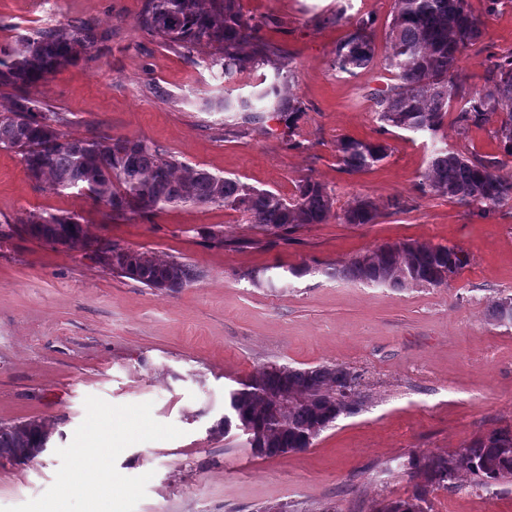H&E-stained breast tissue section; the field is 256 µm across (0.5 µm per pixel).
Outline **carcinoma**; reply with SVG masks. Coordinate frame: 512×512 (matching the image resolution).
I'll use <instances>...</instances> for the list:
<instances>
[{
    "label": "carcinoma",
    "mask_w": 512,
    "mask_h": 512,
    "mask_svg": "<svg viewBox=\"0 0 512 512\" xmlns=\"http://www.w3.org/2000/svg\"><path fill=\"white\" fill-rule=\"evenodd\" d=\"M139 27L188 57L202 47L222 73H253L269 66L275 80L256 99L270 106L293 131L305 112L298 97L284 93L281 81L291 77V59L262 33L263 24L246 16L240 0H147ZM369 22L358 20L354 31L336 46V68L354 75L377 63L392 74L393 82L369 93L378 119L385 125L436 138L449 108L457 115L458 134L493 123L494 138L504 154L512 156V56L495 62L483 85L468 86L459 68L460 55L484 36V22L474 15L468 0H394L389 25L390 51L380 56ZM109 39L86 21L40 30L24 39V50H0V88L13 91L11 105L0 111V147L19 151L28 177L56 189L77 188L104 203L115 215L146 216L169 205H217L241 213L264 234L282 235L305 224H322L330 217L334 199L320 182L306 179L294 198L287 200L238 179L189 168L174 156L141 139L92 137L69 139L61 127L68 122L31 95L58 69ZM206 105L234 112L240 124L263 118L251 99L226 96ZM388 147L355 137L336 142V158L348 174L367 171L387 157ZM420 190L475 208L481 218L512 200V174L493 155H466L448 148L434 149ZM380 211L368 199L356 200L343 215L346 224H374ZM31 238L51 244L82 246L98 264L120 277L148 288L177 292L199 277L191 264L160 258L110 242L91 241L84 226L70 215L32 214L19 228ZM468 253L456 246L406 242L378 246L359 253L332 269L331 275L366 285L396 290L448 285L470 265ZM270 266L249 275L257 288H278L284 274L301 277L307 266ZM357 375L341 364L295 368L272 364L258 375L238 383L225 394L224 416L212 432L229 435L237 430L257 457L273 458L305 451L313 440L342 415L357 411ZM50 440L45 425L36 420L0 423V449L15 454L22 448H45ZM477 476L485 488L512 481V430H494L456 454L433 455L414 463L423 483L410 496L391 501L380 512H428L431 489L455 484L460 468Z\"/></svg>",
    "instance_id": "cac0c4a2"
}]
</instances>
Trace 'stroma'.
Returning <instances> with one entry per match:
<instances>
[{"label":"stroma","instance_id":"1","mask_svg":"<svg viewBox=\"0 0 512 512\" xmlns=\"http://www.w3.org/2000/svg\"><path fill=\"white\" fill-rule=\"evenodd\" d=\"M145 0H0V49L77 20L108 41L50 75L36 95L66 113L64 134L142 139L184 165L289 198L304 179L332 189L325 223L263 235L238 212L167 206L115 216L87 193L31 181L21 154L0 148V225L34 213L70 214L91 238L193 264L199 279L177 293L121 278L87 249L25 235L0 239V422L36 419L51 433L23 465L0 458V512H378L407 498L413 456L452 454L495 429H512V327L487 311L512 294V201L489 218L423 195L434 148L500 155L492 126L460 138L447 116L437 138L383 126L368 97L388 72H338L351 21L369 20L389 49L393 0H241L246 16L274 20L267 37L294 66L288 88L306 105L295 132L266 115L227 131L234 115L208 108L252 97L259 74L224 77L207 52L186 58L141 31ZM486 38L459 66L481 84L512 55V6L485 13ZM344 136L381 141L388 157L345 173ZM380 206L375 224H344L356 199ZM455 245L471 263L440 288L394 290L336 279L327 270L402 240ZM279 264L311 274L288 288L252 286L249 273ZM343 364L360 374L362 406L340 416L303 452L253 456L239 438L212 433L224 392L271 364ZM99 451L108 479L82 466ZM432 512H512V482L485 489L460 470L430 496Z\"/></svg>","mask_w":512,"mask_h":512}]
</instances>
